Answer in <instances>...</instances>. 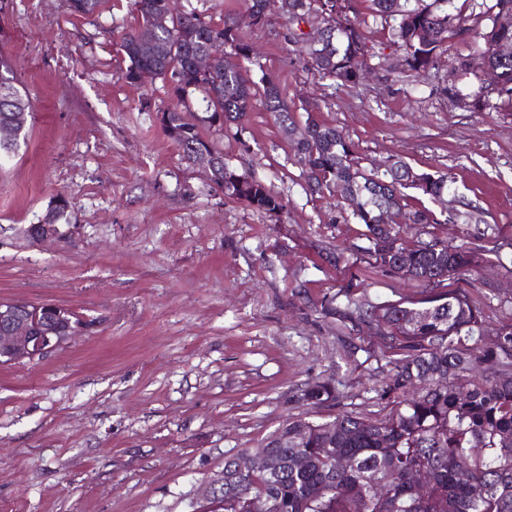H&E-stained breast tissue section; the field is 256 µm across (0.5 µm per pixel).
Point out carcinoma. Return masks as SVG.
Wrapping results in <instances>:
<instances>
[{"instance_id":"cac0c4a2","label":"carcinoma","mask_w":512,"mask_h":512,"mask_svg":"<svg viewBox=\"0 0 512 512\" xmlns=\"http://www.w3.org/2000/svg\"><path fill=\"white\" fill-rule=\"evenodd\" d=\"M159 2L133 0L142 23L121 37L120 51L129 61L125 77L135 81L138 73L151 71L171 82L183 104L198 99L203 112L193 122L176 109L163 113L166 135L189 162L200 151L217 161L212 181L225 198L279 213L283 199L225 162L204 135L206 129L241 125L256 100L277 123L295 126L278 82L264 75L257 83L241 65L251 46L235 17L213 24L190 11L160 29L154 23ZM248 2L256 27L277 17L291 26L324 27L330 51L314 54L306 34L293 30L292 52L308 58L322 78L359 84L355 59L366 50V20L358 0H280L278 14L268 12V0ZM368 2L373 19L390 25L392 42L403 51L400 73L428 77L455 41L481 43L496 82L469 94V108H493L492 96L512 105V55L491 53L495 43L512 42V28L497 30L493 22V16L512 12V0H464L467 17L453 0ZM100 3L70 0L71 14L93 15ZM199 52L215 53L206 70L195 66ZM30 117V99L11 61L0 55V125H14L23 141ZM304 127L307 136L296 142V153L311 194L335 197L339 185L357 191L351 215L365 227L369 265L416 280L424 290L419 298L372 302L350 282L322 304L356 334L374 327L383 336L391 369L378 400L388 412L288 418L261 447L224 457V498L212 502L210 512H512V324L486 335L480 305L468 291L450 287L466 277L478 280L483 264L502 259L505 243L486 252L472 246L486 230L479 227L480 210L468 203L451 217L460 224L458 244L429 231L439 223L431 209L404 212V190L435 200L450 190L448 176L421 172L399 158L368 170L336 127L309 111ZM403 214L412 223H398ZM301 399L312 408L335 406L340 393L332 382L319 380Z\"/></svg>"}]
</instances>
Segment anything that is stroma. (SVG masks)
I'll list each match as a JSON object with an SVG mask.
<instances>
[{"instance_id": "stroma-1", "label": "stroma", "mask_w": 512, "mask_h": 512, "mask_svg": "<svg viewBox=\"0 0 512 512\" xmlns=\"http://www.w3.org/2000/svg\"><path fill=\"white\" fill-rule=\"evenodd\" d=\"M130 0L73 17L68 0H0V54L33 102L27 140L0 167V302L53 303L86 326L47 357L0 365V512H194L225 456L255 448L286 418L374 410L389 367L378 336L325 315L323 297L356 282L372 301L419 282L371 268L363 225L310 195L293 142L255 106L243 130L209 132L229 164L286 204L271 215L226 199L185 160L161 116L170 84L131 82L119 38ZM253 79L353 142L364 166L399 158L445 173L500 240L512 239V107L471 112L441 86L468 89L466 42L427 82L389 68L401 52L380 22L362 27L371 72L359 86L314 77L277 21L241 28ZM56 237L33 240L57 195ZM344 253L345 263L333 256ZM489 330L512 321V262L461 281ZM338 381V408H309L308 384Z\"/></svg>"}]
</instances>
